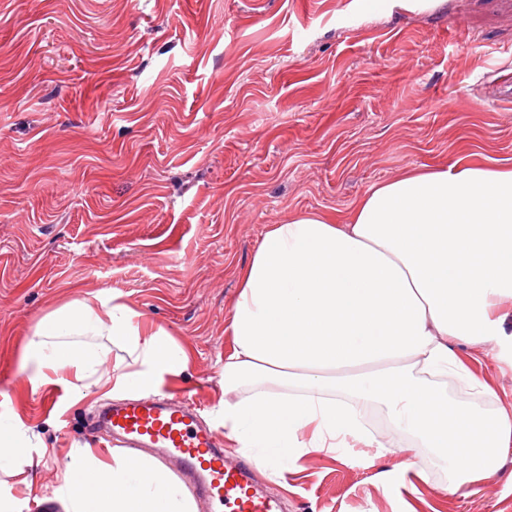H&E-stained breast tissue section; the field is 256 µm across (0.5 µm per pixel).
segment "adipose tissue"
Returning a JSON list of instances; mask_svg holds the SVG:
<instances>
[{
	"label": "adipose tissue",
	"instance_id": "adipose-tissue-1",
	"mask_svg": "<svg viewBox=\"0 0 512 512\" xmlns=\"http://www.w3.org/2000/svg\"><path fill=\"white\" fill-rule=\"evenodd\" d=\"M217 414L224 436L284 476L317 448L360 443L386 455L394 438L430 449L457 484L484 478L512 447V413L485 426L448 415L439 387L465 381L474 405L492 395L459 358L465 344L512 356L500 308L512 304V167L414 170L373 185L336 223L297 213L269 225L238 277ZM68 303L45 317L21 367L32 388L78 383L108 358L135 369L112 392H160L189 358L164 329L121 303ZM94 337L91 345L77 343ZM385 412L392 440L360 419ZM53 498L68 512H195L183 484L151 456L92 453L66 463Z\"/></svg>",
	"mask_w": 512,
	"mask_h": 512
}]
</instances>
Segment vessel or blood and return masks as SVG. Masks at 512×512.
Here are the masks:
<instances>
[{"mask_svg": "<svg viewBox=\"0 0 512 512\" xmlns=\"http://www.w3.org/2000/svg\"><path fill=\"white\" fill-rule=\"evenodd\" d=\"M86 434L155 449L208 512H282V501L262 490L250 461L228 459L189 397L102 404Z\"/></svg>", "mask_w": 512, "mask_h": 512, "instance_id": "b4317fda", "label": "vessel or blood"}]
</instances>
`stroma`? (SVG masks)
<instances>
[{
    "label": "stroma",
    "instance_id": "35a3bbf8",
    "mask_svg": "<svg viewBox=\"0 0 512 512\" xmlns=\"http://www.w3.org/2000/svg\"><path fill=\"white\" fill-rule=\"evenodd\" d=\"M512 165V0H0V417L42 442L0 469L22 512L88 439L112 364L85 396L32 390L18 368L37 323L119 290L189 354L174 392L204 424L222 396L237 274L267 225L344 217L406 171ZM460 356L512 412V365ZM414 490L386 483L406 458ZM288 512H512V447L448 492L429 449L306 454L280 484Z\"/></svg>",
    "mask_w": 512,
    "mask_h": 512
}]
</instances>
